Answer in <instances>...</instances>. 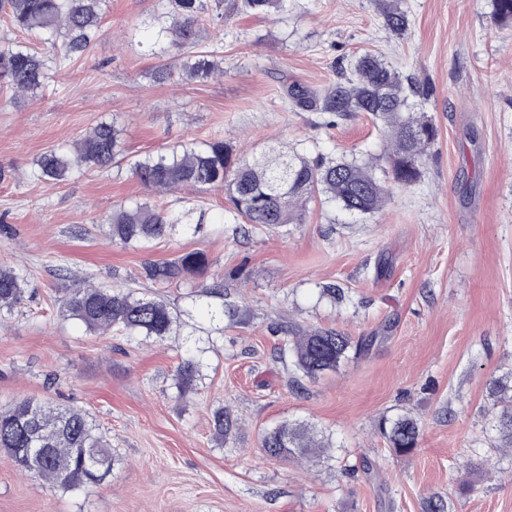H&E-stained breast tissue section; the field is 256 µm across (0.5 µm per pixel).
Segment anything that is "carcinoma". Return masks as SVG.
<instances>
[{
  "mask_svg": "<svg viewBox=\"0 0 512 512\" xmlns=\"http://www.w3.org/2000/svg\"><path fill=\"white\" fill-rule=\"evenodd\" d=\"M385 29L400 36L409 27L401 0H375ZM172 22L156 40L185 48L188 53L172 63L155 67L150 78L165 84L205 81L224 72L206 51L196 50L205 0H169ZM288 0H216L221 20L235 13L269 14L287 8ZM106 0H0V18L13 28L43 36L53 53L20 44H0V90L12 92L13 103L34 96L50 72L66 61L82 57L96 41ZM499 24H512V0H493ZM423 89L401 76L387 61L366 52L340 69L336 81L316 90L281 81L280 97L292 112H316L326 125L358 112L382 122L386 143L387 177L355 158H310L296 150L273 159L232 152L222 140L204 146L194 142L164 147L127 162L128 175L153 193L185 187L221 188L232 210L249 224L279 226L303 223L302 204L323 195L351 214L379 212L391 187H409L420 181L424 158L436 141L437 130L418 114L416 98ZM121 133L116 120L96 123L71 150H50L36 160L34 178L64 182L85 169L109 171L121 155ZM178 223L169 211L148 201L135 200L115 208L101 220L113 242L137 248L166 237ZM205 269L200 252H187L171 261L154 263L146 279L158 284L189 283ZM27 282L10 268H0V311L22 303ZM69 317L91 332L112 329L129 336L157 337L174 330L176 318L167 303L138 296L127 288L90 283L75 290L65 302ZM373 338L357 341L333 329L309 328L291 332L288 355L295 369L313 379L334 371L345 361L363 354ZM499 448L512 447V374L489 382ZM382 434L393 454L405 456L419 443L420 429L412 416L400 415L382 424ZM261 447L275 459L313 460L323 456L329 439L308 428L285 422L267 431ZM0 448L26 472L69 490L97 483L112 463L111 444L78 408H54L33 399H19L0 410Z\"/></svg>",
  "mask_w": 512,
  "mask_h": 512,
  "instance_id": "1",
  "label": "carcinoma"
}]
</instances>
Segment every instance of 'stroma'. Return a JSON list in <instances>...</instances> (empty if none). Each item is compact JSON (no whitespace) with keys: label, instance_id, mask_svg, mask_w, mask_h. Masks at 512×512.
<instances>
[{"label":"stroma","instance_id":"1","mask_svg":"<svg viewBox=\"0 0 512 512\" xmlns=\"http://www.w3.org/2000/svg\"><path fill=\"white\" fill-rule=\"evenodd\" d=\"M404 3L398 38L372 0L204 19L198 48L223 58V76L158 86L151 70L181 54L146 43L168 21L167 0H108L97 40L36 98L16 106L0 92V267L27 280L23 302L0 317V407L34 398L81 408L114 456L99 484L70 491L21 474L0 450V512H427L435 493L448 512H512V457L490 446L487 397L489 381L512 372V26L493 24L492 0ZM368 51L428 84L419 109L438 133L420 182L393 189L372 216L316 200L305 223L272 228L244 223L219 190L187 191L182 203L113 170L60 184L30 175L42 153L112 115L132 156L218 139L257 153L381 156L372 115L326 126L279 94L284 78L329 85ZM132 199L182 222L149 247L112 243L99 219ZM193 250L223 276L226 298L145 279L147 265ZM91 282L164 298L175 331H86L64 302ZM330 283L343 301L322 297ZM226 303L235 314L216 324L210 314ZM292 325L375 342L296 386L278 357ZM187 358L200 373L183 389ZM220 408L236 421L222 439ZM402 414L420 427L406 457L379 429ZM284 421L322 432L333 460L267 457L261 437ZM362 459L372 471L345 474Z\"/></svg>","mask_w":512,"mask_h":512}]
</instances>
